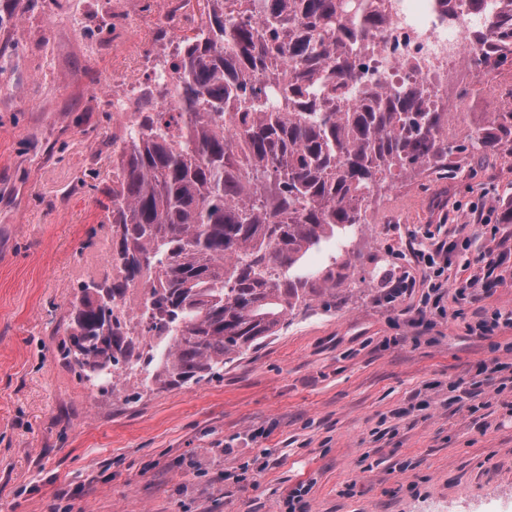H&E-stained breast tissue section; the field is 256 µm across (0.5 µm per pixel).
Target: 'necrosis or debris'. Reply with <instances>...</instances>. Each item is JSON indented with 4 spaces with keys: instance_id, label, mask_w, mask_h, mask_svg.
Segmentation results:
<instances>
[{
    "instance_id": "necrosis-or-debris-1",
    "label": "necrosis or debris",
    "mask_w": 512,
    "mask_h": 512,
    "mask_svg": "<svg viewBox=\"0 0 512 512\" xmlns=\"http://www.w3.org/2000/svg\"><path fill=\"white\" fill-rule=\"evenodd\" d=\"M367 2L382 22L354 47L363 66L364 83L391 91L418 84L438 111L457 112L449 93L464 86L461 69L471 57L470 47L476 35L489 31L503 0H484L479 7L470 0ZM176 79L170 62H146L123 79L122 93L113 95L114 118L134 125L143 93L172 85Z\"/></svg>"
}]
</instances>
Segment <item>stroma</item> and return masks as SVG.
I'll return each instance as SVG.
<instances>
[{"label":"stroma","mask_w":512,"mask_h":512,"mask_svg":"<svg viewBox=\"0 0 512 512\" xmlns=\"http://www.w3.org/2000/svg\"><path fill=\"white\" fill-rule=\"evenodd\" d=\"M113 3L136 35L95 23L87 0H0V512H512V395L490 371L512 365V324L477 328L512 312V262L482 260L512 235L504 152L383 185L364 224L302 260L342 256L335 306L313 301L219 376L145 390L124 375L103 395L59 359L80 284L112 276L109 100L168 51L153 0ZM511 108L512 60L478 73L457 141ZM459 226L471 245L439 307L397 288L423 276L413 249ZM457 383L479 388L478 411Z\"/></svg>","instance_id":"obj_1"}]
</instances>
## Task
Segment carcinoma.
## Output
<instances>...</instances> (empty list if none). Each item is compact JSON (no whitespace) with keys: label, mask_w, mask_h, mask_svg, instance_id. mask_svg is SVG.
Here are the masks:
<instances>
[{"label":"carcinoma","mask_w":512,"mask_h":512,"mask_svg":"<svg viewBox=\"0 0 512 512\" xmlns=\"http://www.w3.org/2000/svg\"><path fill=\"white\" fill-rule=\"evenodd\" d=\"M363 0H252L258 21L229 24L219 0H197L200 21L173 68L177 112H141L112 145L108 197L124 278L84 284L59 346L79 378L112 393L120 373L159 389L199 383L238 350L275 335L307 298L336 288L338 260L295 272L336 231L365 221L375 189L465 147L444 135L448 113L420 89L364 86L353 45L378 20L355 21ZM477 66L512 56V14L472 46ZM477 141L512 152V110L494 112ZM133 333L120 308L145 273Z\"/></svg>","instance_id":"cac0c4a2"}]
</instances>
